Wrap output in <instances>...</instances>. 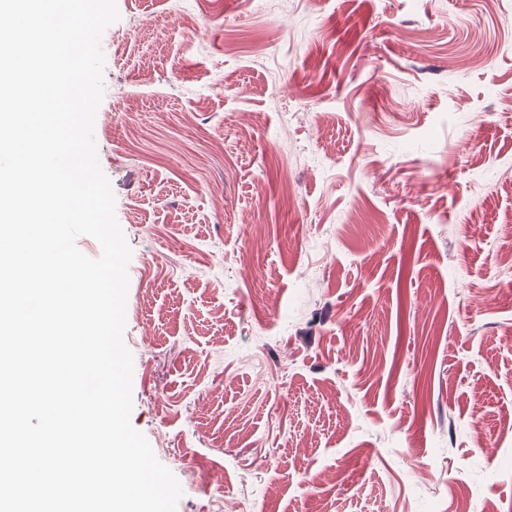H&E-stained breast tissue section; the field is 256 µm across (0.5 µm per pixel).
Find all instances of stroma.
<instances>
[{"mask_svg":"<svg viewBox=\"0 0 512 512\" xmlns=\"http://www.w3.org/2000/svg\"><path fill=\"white\" fill-rule=\"evenodd\" d=\"M116 3L94 134L177 512H512V0Z\"/></svg>","mask_w":512,"mask_h":512,"instance_id":"obj_1","label":"stroma"}]
</instances>
